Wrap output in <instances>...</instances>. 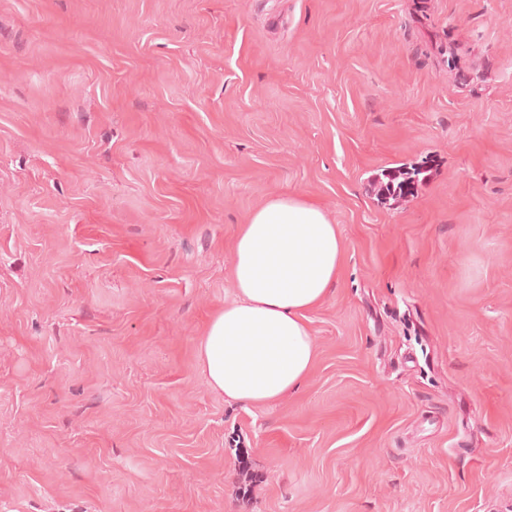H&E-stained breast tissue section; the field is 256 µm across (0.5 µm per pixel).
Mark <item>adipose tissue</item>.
Instances as JSON below:
<instances>
[{
  "mask_svg": "<svg viewBox=\"0 0 512 512\" xmlns=\"http://www.w3.org/2000/svg\"><path fill=\"white\" fill-rule=\"evenodd\" d=\"M343 253L337 226L297 193L272 197L238 225L235 298L198 339L199 367L213 390L262 407L306 379L316 358L308 314L335 284Z\"/></svg>",
  "mask_w": 512,
  "mask_h": 512,
  "instance_id": "obj_1",
  "label": "adipose tissue"
}]
</instances>
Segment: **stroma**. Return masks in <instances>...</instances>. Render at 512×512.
Instances as JSON below:
<instances>
[{"mask_svg":"<svg viewBox=\"0 0 512 512\" xmlns=\"http://www.w3.org/2000/svg\"><path fill=\"white\" fill-rule=\"evenodd\" d=\"M291 192L343 261L247 407L197 339ZM0 512H512V0H0Z\"/></svg>","mask_w":512,"mask_h":512,"instance_id":"stroma-1","label":"stroma"}]
</instances>
